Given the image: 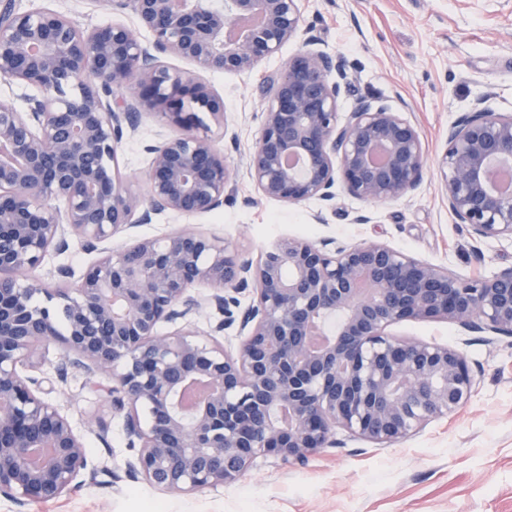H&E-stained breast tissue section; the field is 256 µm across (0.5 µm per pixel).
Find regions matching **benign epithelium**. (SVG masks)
<instances>
[{"label":"benign epithelium","instance_id":"7a95c632","mask_svg":"<svg viewBox=\"0 0 512 512\" xmlns=\"http://www.w3.org/2000/svg\"><path fill=\"white\" fill-rule=\"evenodd\" d=\"M302 0H119L137 29L111 23L84 33L50 9L0 10V81L39 90L26 111L0 103V494L17 505L54 501L93 481L84 439L53 405L31 367L59 341L124 413L128 475L169 493L233 485L263 455L304 461L340 426L392 444L464 404L476 384L463 353L401 341L386 329L445 320L466 332L512 336V267L461 277L384 243L338 247L284 238L250 258L185 227L112 252L98 249L128 224L169 212L191 216L224 205L234 172L210 132L226 128L224 100L199 71L244 75L292 41L301 48L262 88L266 107L247 170L266 199L335 209L336 188L369 204L398 200L423 180L417 127L376 96L345 117L352 81L335 55L315 48ZM486 95L449 129L438 171L448 212L479 238H512V195L491 173L512 165V112ZM180 130L150 145L148 194L123 179L118 149L141 108ZM77 236L100 250L76 287L49 289L30 275ZM214 293L203 297L194 288ZM252 290L241 307L239 296ZM46 304L32 303L35 294ZM62 305L66 332L56 325ZM212 304L220 333L239 323L236 352L184 327L158 333ZM339 316L323 349L313 330ZM207 395L188 408L197 382ZM38 448L47 458L32 461Z\"/></svg>","mask_w":512,"mask_h":512}]
</instances>
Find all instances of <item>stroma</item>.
Returning <instances> with one entry per match:
<instances>
[{"instance_id": "1", "label": "stroma", "mask_w": 512, "mask_h": 512, "mask_svg": "<svg viewBox=\"0 0 512 512\" xmlns=\"http://www.w3.org/2000/svg\"><path fill=\"white\" fill-rule=\"evenodd\" d=\"M15 11L49 8L77 27L137 17L113 0H0ZM321 50L336 54L354 85V96H380L401 109L421 136L426 155L423 180L409 196L374 205L344 193L326 223H316L315 201L299 205L262 198L246 173L263 107L261 88L296 49L288 44L245 75L204 73L224 99L235 149L227 157L236 182L224 206L195 216L163 213L154 223L134 224L113 236L120 251L134 240L192 227L238 246L247 256L285 237L333 238L346 244L378 241L464 277H489L512 267V239H477L448 211L437 161L448 146L450 126L476 100L512 110V0H304ZM155 112L142 110L138 130L118 153L122 174L146 190L147 144L176 135ZM371 210L368 224L353 216ZM95 259L78 241L49 254L38 268L50 288L73 287V278ZM73 275L59 277L58 267ZM400 340L447 344L461 350L477 387L463 407L432 419L418 433L381 446L337 430L329 447L302 464L258 458L237 483L191 494H170L126 476L129 448L124 418L110 411L88 383L84 368L70 364L61 345L42 350L46 376L64 368L66 379L52 401L85 439L95 465L115 484H82L56 501H34L26 512H512V337L460 335L455 325L405 321L388 327ZM108 424L99 440L95 417Z\"/></svg>"}]
</instances>
